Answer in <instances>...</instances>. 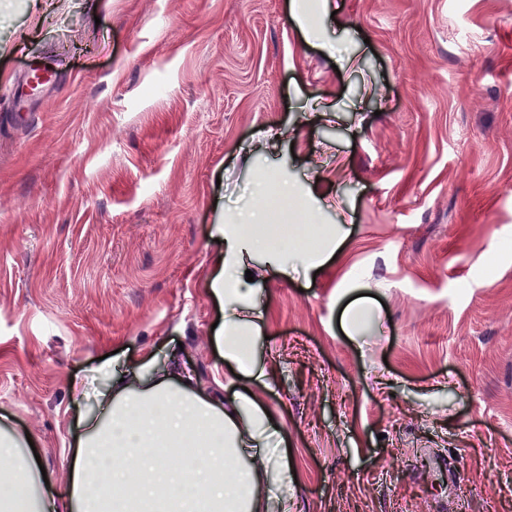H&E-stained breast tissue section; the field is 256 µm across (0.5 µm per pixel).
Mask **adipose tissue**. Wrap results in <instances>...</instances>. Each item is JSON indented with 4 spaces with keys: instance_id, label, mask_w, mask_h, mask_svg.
I'll use <instances>...</instances> for the list:
<instances>
[{
    "instance_id": "1",
    "label": "adipose tissue",
    "mask_w": 512,
    "mask_h": 512,
    "mask_svg": "<svg viewBox=\"0 0 512 512\" xmlns=\"http://www.w3.org/2000/svg\"><path fill=\"white\" fill-rule=\"evenodd\" d=\"M267 218L259 203L236 223L214 225L223 248L209 282L224 307L214 341L225 366L265 387L274 372L257 355L258 293L247 272L263 266L284 275L292 258L317 269L337 246L332 239L322 250L271 245ZM176 367L175 357L140 355L111 371L96 410L78 426L61 492L42 486L28 440L0 425V461L13 465L14 492L27 498L28 512H99L104 495L114 512H271L282 504L294 474L276 418L254 391L222 399L175 384ZM171 446L183 449L185 465H170Z\"/></svg>"
}]
</instances>
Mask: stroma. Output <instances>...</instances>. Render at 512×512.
Instances as JSON below:
<instances>
[{
	"mask_svg": "<svg viewBox=\"0 0 512 512\" xmlns=\"http://www.w3.org/2000/svg\"><path fill=\"white\" fill-rule=\"evenodd\" d=\"M290 2L0 0V416L60 488L99 357L217 391L212 228L292 180L342 233L259 273L288 512H512V0ZM329 0H291V15L297 23L303 27V23L308 25V33L313 38L320 34V27L317 24V16L320 12L329 10Z\"/></svg>",
	"mask_w": 512,
	"mask_h": 512,
	"instance_id": "stroma-1",
	"label": "stroma"
}]
</instances>
